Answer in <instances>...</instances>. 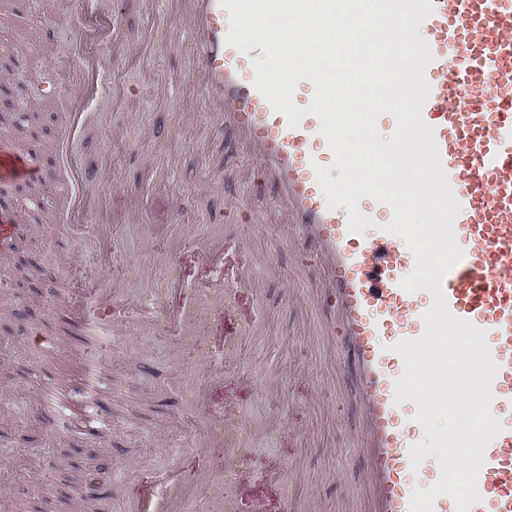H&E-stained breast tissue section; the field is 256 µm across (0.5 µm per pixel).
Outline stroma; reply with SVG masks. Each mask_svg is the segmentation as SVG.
<instances>
[{
    "mask_svg": "<svg viewBox=\"0 0 512 512\" xmlns=\"http://www.w3.org/2000/svg\"><path fill=\"white\" fill-rule=\"evenodd\" d=\"M184 0H0V78L16 89L23 126L0 142L38 148L40 179L0 201L20 214L14 251L0 267V512H64L97 493L112 472L105 512H125L157 474L216 469L224 449L191 447L206 422L245 428L248 445L223 484L232 512H370L369 465L358 446L361 410L338 345L335 317L316 291L317 261L289 239L276 191L236 137L219 131L195 79ZM114 22L112 67L70 137L101 170L86 191L101 197L83 230L55 221L64 180L51 150L71 95V44L82 29ZM136 319L112 337L79 292ZM166 292L174 307L221 301L210 337L181 324L140 321L135 295ZM223 360L221 379L201 371ZM81 381L87 410L111 415L98 436L40 413L44 391ZM210 405L199 410V389Z\"/></svg>",
    "mask_w": 512,
    "mask_h": 512,
    "instance_id": "1",
    "label": "stroma"
}]
</instances>
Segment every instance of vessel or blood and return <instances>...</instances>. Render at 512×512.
Masks as SVG:
<instances>
[{"label": "vessel or blood", "instance_id": "vessel-or-blood-1", "mask_svg": "<svg viewBox=\"0 0 512 512\" xmlns=\"http://www.w3.org/2000/svg\"><path fill=\"white\" fill-rule=\"evenodd\" d=\"M188 27L196 74L208 111L218 126L232 127L260 162L261 176L280 190V206L295 234L305 240L323 269L326 297L339 315L338 361L353 376L364 417L377 501L376 512H410L414 489H428L440 477L436 457L412 468L409 449L423 441L413 402L396 403L395 382L404 373L393 344L425 331L432 296L406 291L402 280L414 268L404 239L385 232L390 206L363 197L358 207L373 221L350 231L346 206L328 209L317 167L333 163L318 116L307 108L315 95L311 80H299L293 102L303 108L297 126L254 86L253 55L227 44L230 14L219 0H187ZM434 10L419 28L433 60L425 71L430 95L422 117L434 130L442 166L461 206L454 234L461 259L446 273L442 289L450 312L485 331L498 366L491 413L502 432L488 445L477 477L481 502L469 512H512V0H433ZM105 39L104 28L77 38L78 61L72 111L110 68L109 53L86 47ZM58 157L73 178L94 181L97 169L83 164L60 142ZM32 152L0 142V189L20 175L36 178ZM237 425L210 424L206 447L236 450ZM181 469L164 479L161 504L137 501L131 512H185Z\"/></svg>", "mask_w": 512, "mask_h": 512}]
</instances>
